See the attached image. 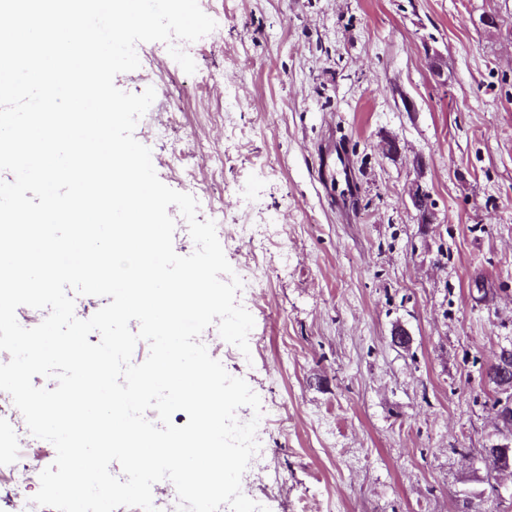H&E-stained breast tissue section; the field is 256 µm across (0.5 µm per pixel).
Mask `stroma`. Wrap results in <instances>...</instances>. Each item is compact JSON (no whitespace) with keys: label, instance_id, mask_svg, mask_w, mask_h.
Segmentation results:
<instances>
[{"label":"stroma","instance_id":"1","mask_svg":"<svg viewBox=\"0 0 512 512\" xmlns=\"http://www.w3.org/2000/svg\"><path fill=\"white\" fill-rule=\"evenodd\" d=\"M198 4L217 27L194 73L147 42L154 72L115 84L156 91L134 136L165 185L276 229L221 241L265 279L237 298L249 356L217 359L288 410L242 493L268 512H512V473L491 491L484 463L512 442L485 377L512 348V0ZM171 111L192 189L146 134Z\"/></svg>","mask_w":512,"mask_h":512}]
</instances>
